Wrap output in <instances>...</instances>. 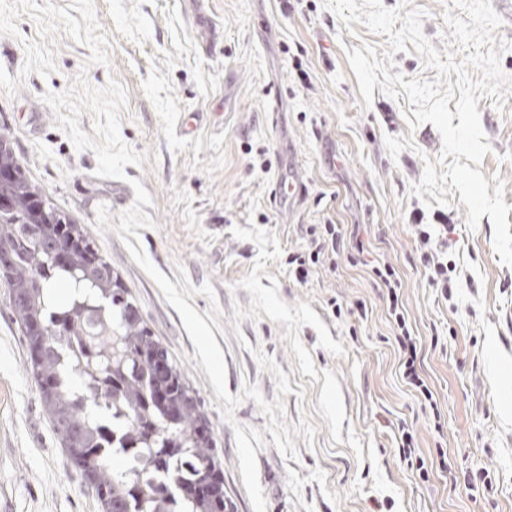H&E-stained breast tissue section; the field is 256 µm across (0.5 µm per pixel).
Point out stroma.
Here are the masks:
<instances>
[{
	"label": "stroma",
	"instance_id": "35a3bbf8",
	"mask_svg": "<svg viewBox=\"0 0 512 512\" xmlns=\"http://www.w3.org/2000/svg\"><path fill=\"white\" fill-rule=\"evenodd\" d=\"M410 4L423 12V34L438 51H458L445 21L447 0ZM94 6L109 40L106 66H88L90 46L61 32L51 45L55 71L24 72V44L38 38L24 12L16 36H0V131L55 207L93 228L100 253L199 395L235 512H253V505L221 401L179 313L113 230L118 212L134 202L133 178L152 197L147 212L155 225L140 229L142 251L175 285L208 281L215 289L228 392L241 395L254 385L274 401L275 377L259 368L256 348L289 378L285 422L296 458L276 449L265 429L269 419L254 400L235 411L256 450L267 512H373L383 499L389 512H512V266L495 249L489 216L468 231L459 192L431 209L411 195L426 162H438L441 135L429 123L408 128L405 117L414 107L406 96L377 89L365 104L345 55L363 46L384 53L386 36L360 24L347 30L323 0H94ZM82 71L94 86L113 78L126 91L121 136L147 160L126 166L125 179L96 177L94 152L75 150L41 100L66 91ZM477 108L492 147L480 170L486 180L505 181L504 201L512 208V95L504 108L489 97ZM389 136L411 137L415 147L391 158ZM103 205L112 214L107 232L95 228ZM418 222L454 227L444 254L456 266L452 299L427 281ZM252 224L276 232L281 246L279 260L266 263L262 286L278 279L280 298L309 303L346 351L331 355L319 347L316 330L303 326L299 339L317 377L301 373L284 324L234 320V305L250 307L240 283L259 250L231 230ZM313 224L342 225L346 255L337 268L311 267L300 282L288 259L307 250ZM359 241L361 264L352 258ZM384 263L401 280L432 402L401 376L387 291L370 275L371 266ZM360 303L363 319L353 313ZM402 425L416 435L422 466L399 454ZM480 471L493 484L484 494L463 484ZM0 512H100L39 400L25 338L1 284Z\"/></svg>",
	"mask_w": 512,
	"mask_h": 512
}]
</instances>
